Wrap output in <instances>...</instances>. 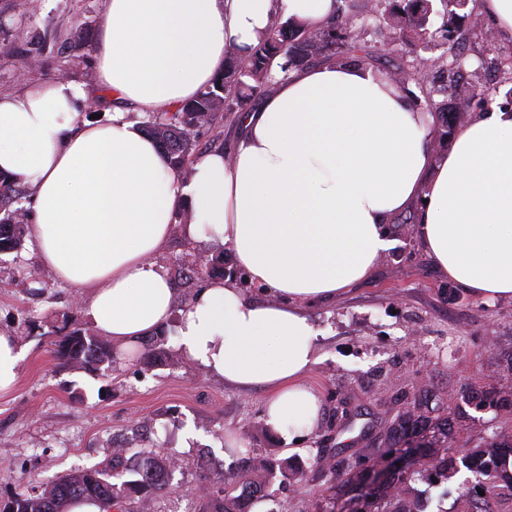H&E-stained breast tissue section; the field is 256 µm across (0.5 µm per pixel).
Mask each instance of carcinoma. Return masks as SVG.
I'll return each instance as SVG.
<instances>
[{
	"instance_id": "1",
	"label": "carcinoma",
	"mask_w": 512,
	"mask_h": 512,
	"mask_svg": "<svg viewBox=\"0 0 512 512\" xmlns=\"http://www.w3.org/2000/svg\"><path fill=\"white\" fill-rule=\"evenodd\" d=\"M335 16L317 29L306 28L292 19L275 18L270 31L243 56L234 45L225 53L224 72L214 85L185 103L172 115L152 116L147 132L170 154L181 171L188 169L197 148L196 135L215 125L218 114L241 115L249 102L268 92L273 70L288 74L304 62L320 57L346 56L347 61L365 64L375 59L367 40L365 18L353 10L352 0H334ZM434 13L432 0H379L371 15L379 33L394 41L403 40L412 47L409 58L394 62L387 74L402 78L396 88L407 90L409 72L421 65L428 73L440 74L446 93L455 100L454 108L443 103L436 108L445 116H463L470 98H461L458 69L463 61L446 52L428 57L418 51V42L426 39L427 26ZM27 195L9 177L0 174V257L21 250L28 234ZM46 335L53 337L52 353L58 363L80 365L106 371L118 360V351L109 342L79 329H69L67 315ZM448 416H430L427 391L420 390L413 402L400 412L387 428L385 449L370 457L371 466L405 449L410 452L400 468L385 480L369 482L367 469L344 463L336 448H323L314 457L312 469L341 476L334 494L342 497L358 490L362 500L358 512H425L412 488L417 480L437 481L454 477L465 468L475 473V482L462 484L461 496L471 503V512H493L492 502L512 496V439L492 433L484 445L461 455L454 447L456 435L448 431ZM241 461L215 475L203 494L202 512H250L251 505L264 497L268 481L278 477L286 483L300 480L306 471L269 452L258 454L251 447L237 449ZM126 450L118 449L112 462L55 478L40 491L16 493L0 500V512H67L68 504L79 499L93 500L116 512H142L160 494L168 493L172 471L167 457H146L139 464L123 463ZM483 493H478V490Z\"/></svg>"
}]
</instances>
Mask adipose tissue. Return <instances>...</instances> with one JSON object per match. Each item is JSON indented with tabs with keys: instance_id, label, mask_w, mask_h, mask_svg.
Masks as SVG:
<instances>
[{
	"instance_id": "adipose-tissue-1",
	"label": "adipose tissue",
	"mask_w": 512,
	"mask_h": 512,
	"mask_svg": "<svg viewBox=\"0 0 512 512\" xmlns=\"http://www.w3.org/2000/svg\"><path fill=\"white\" fill-rule=\"evenodd\" d=\"M333 0H105L93 48L106 110L81 119L75 82L0 95V171L34 195L39 266L74 289L99 335L136 351L177 318L176 349L242 389L264 387L263 420L288 441L323 416L305 382L317 330L302 305L335 299L390 248L392 216L421 200L415 233L435 266L484 302L512 299V107L465 121L443 156L434 119L355 64L276 77L241 116L232 157L189 174L131 112L165 114L211 86L228 45H257L275 16L324 24ZM227 246L253 286L213 279L190 303L158 257L174 231Z\"/></svg>"
}]
</instances>
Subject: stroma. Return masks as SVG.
Returning <instances> with one entry per match:
<instances>
[{
    "label": "stroma",
    "instance_id": "obj_1",
    "mask_svg": "<svg viewBox=\"0 0 512 512\" xmlns=\"http://www.w3.org/2000/svg\"><path fill=\"white\" fill-rule=\"evenodd\" d=\"M103 0H0V94L54 80L95 88L91 49L100 29ZM460 24L467 60L461 82L512 89V37L501 34L470 0ZM25 79H18L19 69ZM393 242L372 275L333 301L307 304L319 332V363L308 376L325 406L315 443L288 444L266 430L265 393L224 385L175 356L149 371L121 362L109 379L59 365L42 325L69 312L84 330V295L40 268L30 249L0 260V332L24 351L20 381L0 393V498L89 469L110 454L113 441L180 460L173 474L178 495L160 496L154 512H200L197 492L206 475L232 465L224 435L247 439L257 452L315 456L320 445L364 455L379 447L381 433L398 412L427 388L429 406L448 412L454 432L471 446L492 433L512 436V403L497 410L465 401V391L512 386V300L487 304L451 282L433 264L414 225L395 217ZM222 256L224 275L248 282L226 246L189 242L173 235L161 256L177 278L191 255ZM191 447H182L185 433ZM331 477L316 473L295 483H273L274 512H328ZM460 477L437 484L416 482L427 512H465Z\"/></svg>",
    "mask_w": 512,
    "mask_h": 512
}]
</instances>
